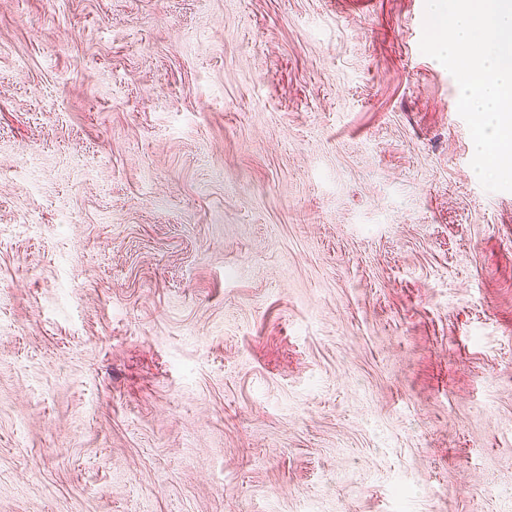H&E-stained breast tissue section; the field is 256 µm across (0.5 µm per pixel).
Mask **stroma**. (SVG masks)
<instances>
[{"label": "stroma", "mask_w": 512, "mask_h": 512, "mask_svg": "<svg viewBox=\"0 0 512 512\" xmlns=\"http://www.w3.org/2000/svg\"><path fill=\"white\" fill-rule=\"evenodd\" d=\"M425 0H0V512H512V192Z\"/></svg>", "instance_id": "35a3bbf8"}]
</instances>
